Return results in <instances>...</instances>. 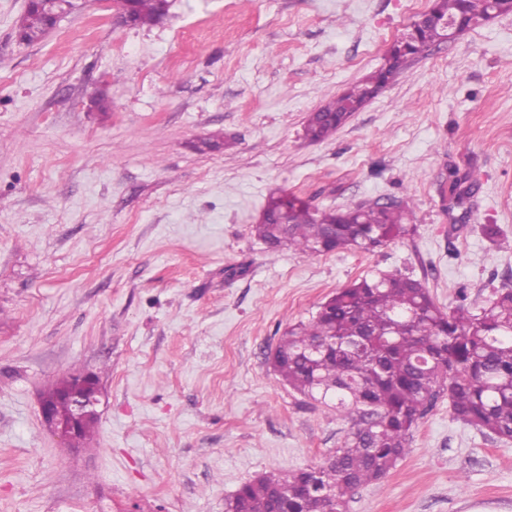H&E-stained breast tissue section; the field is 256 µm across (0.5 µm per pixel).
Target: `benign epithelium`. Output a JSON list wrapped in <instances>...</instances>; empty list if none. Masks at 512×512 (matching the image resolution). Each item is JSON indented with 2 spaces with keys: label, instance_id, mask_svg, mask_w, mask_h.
Here are the masks:
<instances>
[{
  "label": "benign epithelium",
  "instance_id": "1",
  "mask_svg": "<svg viewBox=\"0 0 512 512\" xmlns=\"http://www.w3.org/2000/svg\"><path fill=\"white\" fill-rule=\"evenodd\" d=\"M97 394L95 374L82 372L78 375V387L67 393V401L71 406L67 416L60 417L56 414L52 400L40 398L43 421L65 447L73 451L83 449V442L79 437L80 428L87 417L97 414Z\"/></svg>",
  "mask_w": 512,
  "mask_h": 512
}]
</instances>
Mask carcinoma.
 Returning a JSON list of instances; mask_svg holds the SVG:
<instances>
[{"label":"carcinoma","instance_id":"cac0c4a2","mask_svg":"<svg viewBox=\"0 0 512 512\" xmlns=\"http://www.w3.org/2000/svg\"><path fill=\"white\" fill-rule=\"evenodd\" d=\"M134 25L154 24L168 0H118ZM489 0H432L430 11L466 24L484 17ZM55 6H33L19 21L25 44L40 41ZM444 37L438 26L419 29L405 44L418 58ZM402 69L386 61L308 115L305 137L322 142L391 84ZM413 210L404 199L359 201L320 209L286 191L269 195L256 237L268 247L304 255L339 249L373 252L405 236ZM316 345L336 354L315 353ZM274 371L297 392L332 404L351 431L321 465L265 474L244 484L226 512H346L349 496L378 483L410 452L413 429L443 396L453 416L512 441V286L492 289L483 304L462 296L446 313L425 282L398 272L364 277L337 290L306 323L288 327L272 356Z\"/></svg>","mask_w":512,"mask_h":512}]
</instances>
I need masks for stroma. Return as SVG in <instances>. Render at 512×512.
Masks as SVG:
<instances>
[{"mask_svg": "<svg viewBox=\"0 0 512 512\" xmlns=\"http://www.w3.org/2000/svg\"><path fill=\"white\" fill-rule=\"evenodd\" d=\"M169 2L141 27L83 0L26 45L27 0H0V512H225L350 431L273 371L288 325L380 272L425 280L446 311L512 284V13L311 143L308 114L384 64L411 0ZM208 137L220 148L198 151ZM276 189L409 198L416 230L370 253L273 250L253 226ZM66 371L99 377L79 454L39 410ZM347 512H512V441L440 398Z\"/></svg>", "mask_w": 512, "mask_h": 512, "instance_id": "35a3bbf8", "label": "stroma"}]
</instances>
